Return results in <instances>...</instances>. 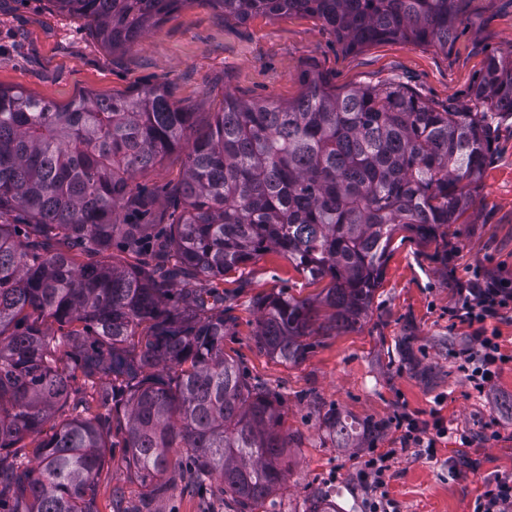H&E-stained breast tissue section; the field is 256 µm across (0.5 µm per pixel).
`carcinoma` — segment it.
<instances>
[{"label":"carcinoma","mask_w":512,"mask_h":512,"mask_svg":"<svg viewBox=\"0 0 512 512\" xmlns=\"http://www.w3.org/2000/svg\"><path fill=\"white\" fill-rule=\"evenodd\" d=\"M198 1L239 21L310 14L349 51L389 40L446 49L465 2L52 0L112 52ZM302 82L286 104L224 94L201 133L192 108L160 85L66 106L0 86V512H95L114 427L147 502L180 464L174 448L197 486L220 481L235 512L281 485L280 397L224 354L235 323L224 274L274 252L328 280L314 299H252L256 347L276 361L305 360L321 307L333 310L331 328H354L394 234L431 241L473 204L493 123L512 116V52L488 58L474 107L461 112L396 83L338 93L311 73ZM179 147L181 213L156 230L146 220L156 199L135 180ZM117 241L135 264L116 260ZM102 375L111 384L88 392ZM326 425L346 449L383 428L334 413ZM29 443L32 465L21 454Z\"/></svg>","instance_id":"carcinoma-1"}]
</instances>
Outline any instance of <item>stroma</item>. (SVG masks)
I'll return each mask as SVG.
<instances>
[{
  "label": "stroma",
  "mask_w": 512,
  "mask_h": 512,
  "mask_svg": "<svg viewBox=\"0 0 512 512\" xmlns=\"http://www.w3.org/2000/svg\"><path fill=\"white\" fill-rule=\"evenodd\" d=\"M510 50L512 0H466L446 50L386 41L358 51L345 50L328 26L307 14H258L239 22L194 0L116 53L101 45L86 20L58 11L51 0H0V86L65 105L83 93H132L159 84L172 102L192 106L201 131L225 94L292 101L303 91L306 72L340 92L397 82L435 108L466 106L487 59ZM184 172L179 148L142 177V184L159 191V211H174L161 190L178 184ZM486 276L512 283V117L497 124L464 223L441 227L432 243L396 233L367 317L353 329L329 331L328 313L320 311V330L303 362L283 364L257 350L251 301L281 292L304 299L319 293L321 284L276 253L225 276L236 321L224 351L283 398L282 429L290 438L288 474L254 512H306L317 492L341 512H366L359 468L373 448L395 451L387 490L398 512H472L487 485L512 475V308L485 322L502 360L481 391L468 382L462 358L464 350L478 347L476 328L452 315L460 307L459 289ZM333 411L384 422L386 429L340 450L323 424ZM401 413L447 427L436 460L403 450L394 424ZM168 479L166 492L144 503L121 452H114L98 480L96 512H113L118 493L130 512H231L215 482L198 491L178 474Z\"/></svg>",
  "instance_id": "stroma-1"
}]
</instances>
